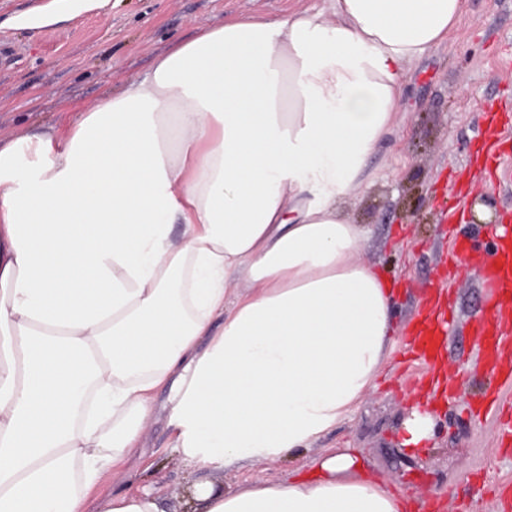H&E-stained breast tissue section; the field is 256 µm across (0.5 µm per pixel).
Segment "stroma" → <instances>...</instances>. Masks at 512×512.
<instances>
[{"label":"stroma","instance_id":"stroma-1","mask_svg":"<svg viewBox=\"0 0 512 512\" xmlns=\"http://www.w3.org/2000/svg\"><path fill=\"white\" fill-rule=\"evenodd\" d=\"M45 0H0V134L21 136L39 124L66 129L76 112L146 72L159 53L234 15L276 19L324 0H114L105 15L82 14L66 25L14 30L7 19ZM512 0H465L448 39L411 64L396 120L373 153L369 178L343 208L368 232L361 256L392 279L395 350L377 388L360 407L307 451L315 459L338 448L357 449L374 476L411 500L416 512H503L499 490L512 482V443L498 437L499 408L512 409V392L499 387L497 409L478 397L487 385L483 340L474 325L485 312L474 269L448 260L449 235L481 259L494 256L492 224L512 218V185L494 184L476 151L490 123L512 118ZM488 204L492 224L463 214L473 197ZM444 295L450 326L442 348L454 393L410 385L414 359L407 343L417 314ZM434 417L425 453L409 454L397 437L419 402ZM142 434L143 459L125 468L102 494L151 485L171 512H195L193 485L215 489L294 475L290 459L264 466L240 461L221 471L196 470L172 448L167 395Z\"/></svg>","mask_w":512,"mask_h":512}]
</instances>
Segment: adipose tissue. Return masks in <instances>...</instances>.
<instances>
[{
    "mask_svg": "<svg viewBox=\"0 0 512 512\" xmlns=\"http://www.w3.org/2000/svg\"><path fill=\"white\" fill-rule=\"evenodd\" d=\"M111 0H48L56 26ZM463 0H328L239 15L54 127L0 137V512H165L96 495L167 390L174 446L218 470L297 459L375 388L393 284L342 203L408 65ZM240 272L248 290L234 293ZM204 512H409L349 448Z\"/></svg>",
    "mask_w": 512,
    "mask_h": 512,
    "instance_id": "1",
    "label": "adipose tissue"
}]
</instances>
